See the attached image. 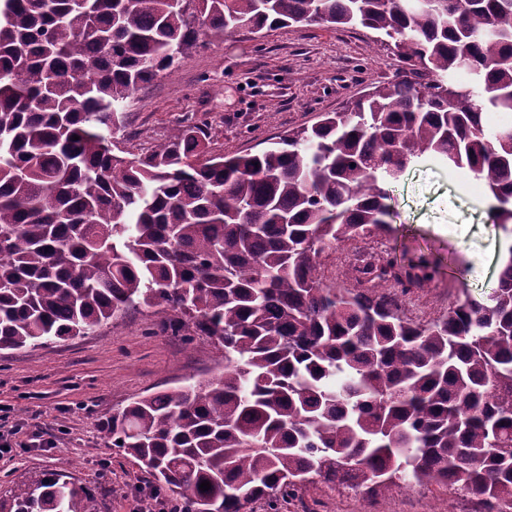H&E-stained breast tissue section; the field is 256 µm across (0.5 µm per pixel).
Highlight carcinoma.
Masks as SVG:
<instances>
[{
	"label": "carcinoma",
	"instance_id": "obj_1",
	"mask_svg": "<svg viewBox=\"0 0 512 512\" xmlns=\"http://www.w3.org/2000/svg\"><path fill=\"white\" fill-rule=\"evenodd\" d=\"M189 2L0 0V350L162 305L164 331L222 346L224 372L101 429L186 512H278L318 482L434 484L512 512V124L484 122L512 113V0ZM292 25L369 29L416 80L260 153L209 156L193 124L113 153L124 102L199 36ZM423 156L482 181L505 236L492 293L426 324L403 314L425 272L382 257L344 271L353 289L320 274L339 245L393 231L391 185ZM0 512L100 507L61 470L0 492Z\"/></svg>",
	"mask_w": 512,
	"mask_h": 512
}]
</instances>
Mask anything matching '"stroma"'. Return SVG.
Masks as SVG:
<instances>
[{
    "instance_id": "stroma-1",
    "label": "stroma",
    "mask_w": 512,
    "mask_h": 512,
    "mask_svg": "<svg viewBox=\"0 0 512 512\" xmlns=\"http://www.w3.org/2000/svg\"><path fill=\"white\" fill-rule=\"evenodd\" d=\"M402 64L362 27H289L221 40L200 38L175 71L128 98L112 135L123 156L142 155L181 124L204 123L214 154L258 152L320 113L343 110L369 87L395 82ZM398 231L381 242L352 241L324 261L334 282L364 253L433 275L405 301L417 322L447 312L460 291L483 299L494 286L504 235L487 222L492 200L472 174L433 158L410 165L393 186ZM160 308H131L91 336L43 348L0 351V485L68 469L97 497L101 512H139L150 486L133 457L107 443L99 426L134 399L186 386L224 368L210 339L163 332ZM473 498L428 487H392L366 496L310 484L279 512H474Z\"/></svg>"
}]
</instances>
